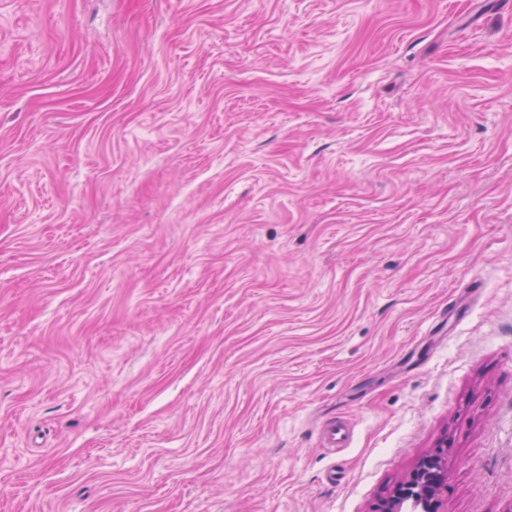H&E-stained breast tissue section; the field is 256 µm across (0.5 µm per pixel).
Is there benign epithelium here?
<instances>
[{"instance_id":"benign-epithelium-1","label":"benign epithelium","mask_w":512,"mask_h":512,"mask_svg":"<svg viewBox=\"0 0 512 512\" xmlns=\"http://www.w3.org/2000/svg\"><path fill=\"white\" fill-rule=\"evenodd\" d=\"M448 497V441L422 456L405 481L381 503L379 512H402L409 500L416 512H446Z\"/></svg>"}]
</instances>
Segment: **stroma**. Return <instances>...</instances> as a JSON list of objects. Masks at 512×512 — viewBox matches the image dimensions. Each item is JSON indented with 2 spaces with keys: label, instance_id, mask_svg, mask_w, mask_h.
Wrapping results in <instances>:
<instances>
[{
  "label": "stroma",
  "instance_id": "stroma-1",
  "mask_svg": "<svg viewBox=\"0 0 512 512\" xmlns=\"http://www.w3.org/2000/svg\"><path fill=\"white\" fill-rule=\"evenodd\" d=\"M443 440L512 512L511 11L0 0V512H377Z\"/></svg>",
  "mask_w": 512,
  "mask_h": 512
}]
</instances>
